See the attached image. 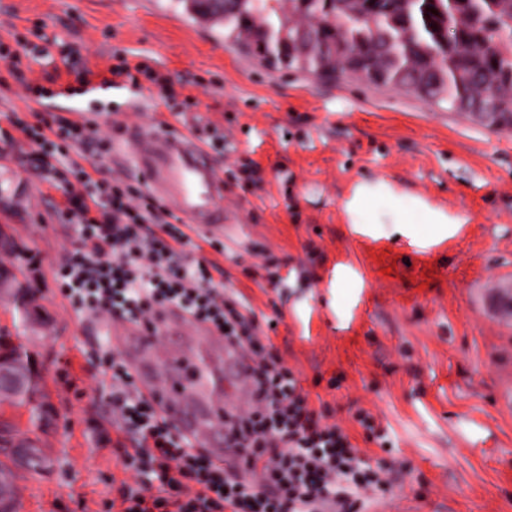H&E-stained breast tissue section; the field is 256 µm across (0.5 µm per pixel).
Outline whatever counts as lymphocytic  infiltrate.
I'll use <instances>...</instances> for the list:
<instances>
[{"label":"lymphocytic infiltrate","instance_id":"1","mask_svg":"<svg viewBox=\"0 0 512 512\" xmlns=\"http://www.w3.org/2000/svg\"><path fill=\"white\" fill-rule=\"evenodd\" d=\"M17 130L34 146L46 179L64 184V214L78 227V239L54 272V282L73 310L105 320L119 318L156 330L172 304L242 346L251 361L248 405L224 421V437L241 449L245 467L224 469L195 448L143 393L133 367L120 354L92 352L88 364L101 367L100 387L111 405L109 425L131 436L123 483L111 506L116 512H366L388 484L381 466L361 456L345 429L310 408L297 375L260 335L245 297L218 286L215 264L173 223L172 213L144 184L108 175L93 177L71 159L89 148L104 157L112 133L99 120L35 113L14 117Z\"/></svg>","mask_w":512,"mask_h":512}]
</instances>
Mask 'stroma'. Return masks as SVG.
Listing matches in <instances>:
<instances>
[{
  "label": "stroma",
  "instance_id": "obj_1",
  "mask_svg": "<svg viewBox=\"0 0 512 512\" xmlns=\"http://www.w3.org/2000/svg\"><path fill=\"white\" fill-rule=\"evenodd\" d=\"M47 36L78 43L89 69L116 51L170 75L195 107L176 117L149 81L111 94L59 98L101 120L183 130L223 129L208 153L224 178V251L215 282L241 293L300 378L312 407L328 405L361 453L379 461L384 500L414 512H512V326L501 325L489 283L512 280V131L447 104L360 75L327 80L269 66L224 41V24L183 0H0V41ZM0 61V227L16 239L8 261L38 292V321L0 294V334L31 356L49 417L0 403V421L37 439L39 472L0 454L16 512H104L131 474L99 442L110 416L97 369L83 353L112 337L75 315L53 271L77 237L63 192L44 181L11 112L41 111ZM254 161L261 183L238 180ZM385 183L358 213V187ZM459 220L438 237L414 200ZM277 266L270 286L258 251ZM338 379L331 387L330 379ZM369 412L388 428L383 451L355 422Z\"/></svg>",
  "mask_w": 512,
  "mask_h": 512
}]
</instances>
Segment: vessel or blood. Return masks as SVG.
Here are the masks:
<instances>
[{
	"label": "vessel or blood",
	"instance_id": "b4317fda",
	"mask_svg": "<svg viewBox=\"0 0 512 512\" xmlns=\"http://www.w3.org/2000/svg\"><path fill=\"white\" fill-rule=\"evenodd\" d=\"M128 140L149 192L173 203L192 231L223 237L224 179L202 144L192 134L158 127L131 129ZM159 325L165 335L183 339L163 356L140 325L109 320L104 328L133 361L143 390L161 402L182 433L209 449L216 462L237 464L220 444V414L242 403L248 374L241 352L176 307L164 311Z\"/></svg>",
	"mask_w": 512,
	"mask_h": 512
}]
</instances>
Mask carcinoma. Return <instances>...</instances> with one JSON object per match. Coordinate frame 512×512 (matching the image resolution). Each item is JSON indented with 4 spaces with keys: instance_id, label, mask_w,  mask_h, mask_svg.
I'll use <instances>...</instances> for the list:
<instances>
[{
    "instance_id": "obj_1",
    "label": "carcinoma",
    "mask_w": 512,
    "mask_h": 512,
    "mask_svg": "<svg viewBox=\"0 0 512 512\" xmlns=\"http://www.w3.org/2000/svg\"><path fill=\"white\" fill-rule=\"evenodd\" d=\"M434 7V11L427 7ZM374 24L346 19L342 0H311L298 12L296 0H215L208 14L224 21L227 39L250 27L265 28L253 51L281 64L280 33L288 24L292 44L315 41L313 55L292 57L290 66L329 75L344 67L333 55L339 43L357 59V72L378 74L398 89L426 95L475 114L474 104L512 114V0H361Z\"/></svg>"
}]
</instances>
